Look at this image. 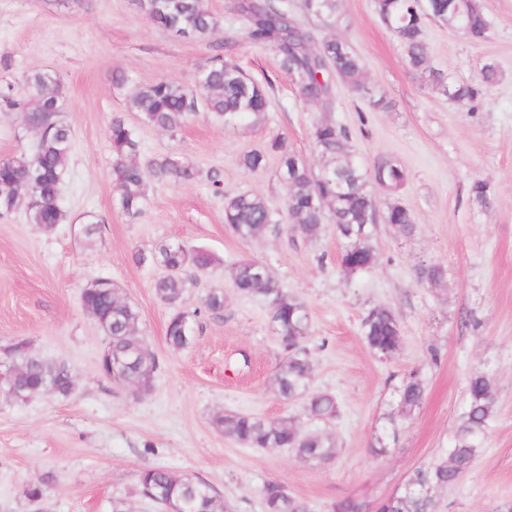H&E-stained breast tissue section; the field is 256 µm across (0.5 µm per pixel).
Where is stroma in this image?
<instances>
[{
  "label": "stroma",
  "instance_id": "stroma-1",
  "mask_svg": "<svg viewBox=\"0 0 512 512\" xmlns=\"http://www.w3.org/2000/svg\"><path fill=\"white\" fill-rule=\"evenodd\" d=\"M488 38L467 40L453 27L430 22L425 41L431 67L479 87L475 107L451 101L427 75L408 67L401 46L373 0H340L336 37L363 60L359 90L333 79L336 107L303 101L280 70L275 52L241 42L225 45L238 23L236 0H207L219 26L205 40L174 35L152 24L131 0H82L71 8L54 0H0V84L25 71L49 70L64 85L73 151L62 187L65 223L53 230L29 223L24 209L0 215V376L9 347L66 364L70 395L17 401L0 380V512H166L142 497L140 471L160 467L213 485L234 512H263L262 488L278 481L311 512H332L355 497L391 494L417 467L444 454L463 410L469 372L488 368L495 382V417L470 471L437 496L438 512H512V0H480ZM226 51L259 83H270V109L256 125L225 127L199 111L179 131L144 125L128 108L131 86L165 77L195 89L197 67ZM495 61L499 76L482 83L480 69ZM122 70L130 86L113 84ZM136 128L143 154L174 153L203 171L189 184L152 186L137 220L117 204L113 116ZM329 118L346 126L365 163L382 154L404 166L397 195L414 218L411 234L379 224L374 266L345 276L338 266L333 225L317 239L280 229L243 241L224 224V197L261 196L277 220L285 191L277 159L251 172L238 159L281 136L310 167L313 124ZM223 173L216 193L206 171ZM484 194H477V186ZM101 225L88 238L87 221ZM162 241L209 250L221 261L187 295L200 310L211 289L224 291V315L202 317L198 337L181 351L165 339L168 308L155 296L159 270L135 261ZM265 262L282 288L303 300L311 316L307 347L314 360L310 390L336 398L335 418L308 417L302 400L282 399L273 385L284 353L264 297L240 295L231 265ZM442 267L441 282L420 281L422 264ZM106 277L140 313V331L161 369L151 393L120 390L98 370L106 336L81 304L92 280ZM393 311L400 351L374 357L361 333L374 307ZM248 365H240V355ZM425 384L420 407L399 416L398 441L383 457L370 454L375 436L396 405L395 388L411 372ZM227 412L268 421L294 418L306 432L331 435L334 459H300L283 448H248L212 423ZM42 484L41 501L27 486Z\"/></svg>",
  "mask_w": 512,
  "mask_h": 512
}]
</instances>
